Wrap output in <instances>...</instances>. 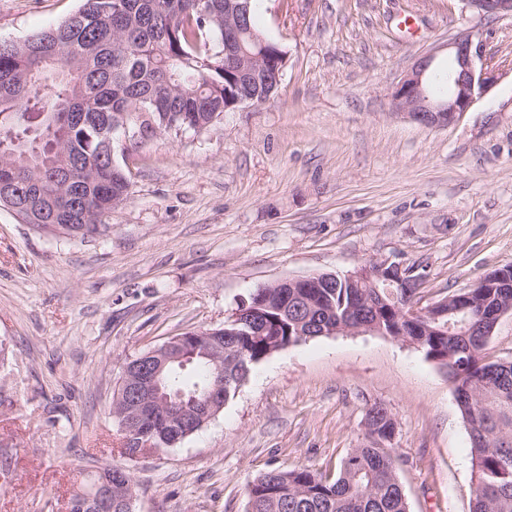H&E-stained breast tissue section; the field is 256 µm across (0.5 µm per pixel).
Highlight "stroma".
<instances>
[{
    "label": "stroma",
    "mask_w": 512,
    "mask_h": 512,
    "mask_svg": "<svg viewBox=\"0 0 512 512\" xmlns=\"http://www.w3.org/2000/svg\"><path fill=\"white\" fill-rule=\"evenodd\" d=\"M82 0H0V41ZM288 52L258 107L201 133L126 142L130 190L109 235L40 234L0 207V512H61L84 476L132 473L134 512H248L265 471L335 475L385 405L409 512H469L468 427L423 350L373 332L302 341L257 364L177 447L129 458L111 414L123 368L169 338L223 325L254 288L373 262L416 266L424 302L512 264V17L462 0H259ZM470 31L494 81L444 128L397 114L420 57L447 66Z\"/></svg>",
    "instance_id": "stroma-1"
}]
</instances>
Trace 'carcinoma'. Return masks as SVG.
I'll return each instance as SVG.
<instances>
[{
    "instance_id": "obj_1",
    "label": "carcinoma",
    "mask_w": 512,
    "mask_h": 512,
    "mask_svg": "<svg viewBox=\"0 0 512 512\" xmlns=\"http://www.w3.org/2000/svg\"><path fill=\"white\" fill-rule=\"evenodd\" d=\"M83 0L65 21L21 41L0 42V179L24 182L11 200L22 223L65 238L90 224L104 235L106 218L127 196L130 180L112 155V124L127 123L138 137L168 131L208 129L236 106V77L224 68V2L206 0ZM237 49L262 55V70L274 76L282 49L257 25L249 0L248 25ZM428 94L448 92V72L425 81ZM444 297L438 317L417 330L382 302L365 280L336 281L320 288L253 291L248 325L212 329L224 346L183 353L168 363L159 399L190 405L224 373V402L233 399L254 367L290 344L342 326H363L416 343L455 383L468 422L473 467L470 512H512V361H493L487 336H469L470 326L502 307L512 309V288H469ZM119 383L112 398L118 426L133 414ZM369 445L351 449L335 476L306 467L272 468L246 487L250 512H409L398 477V458L384 443L396 421L386 407L366 414ZM99 471L86 476L70 500L81 512L97 492Z\"/></svg>"
}]
</instances>
